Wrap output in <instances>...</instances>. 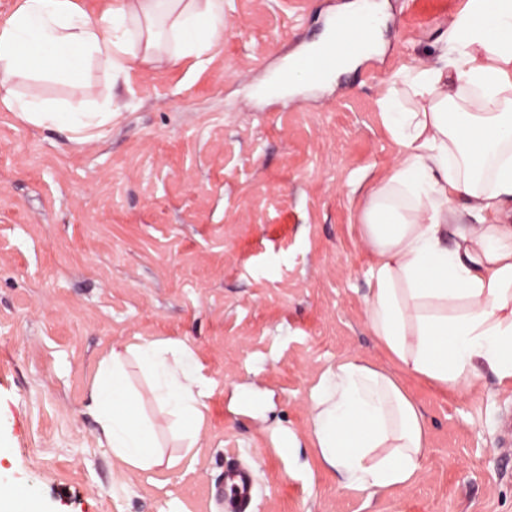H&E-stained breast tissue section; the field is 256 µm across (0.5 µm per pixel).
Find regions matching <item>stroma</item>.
I'll return each instance as SVG.
<instances>
[{
	"instance_id": "1",
	"label": "stroma",
	"mask_w": 512,
	"mask_h": 512,
	"mask_svg": "<svg viewBox=\"0 0 512 512\" xmlns=\"http://www.w3.org/2000/svg\"><path fill=\"white\" fill-rule=\"evenodd\" d=\"M348 0H224L204 65L100 69L51 99L121 109L104 137L70 141L0 107V452L41 512H225L229 467L252 512H512V392L483 373L457 394L401 375L428 426L413 483L342 488L308 448L306 395L336 359L391 362L367 325V257L354 185L396 147L377 106L404 65L431 61L466 0H385L368 61L320 87L267 90ZM180 339L214 392L190 472L122 468L96 435L91 390L118 339ZM257 381L274 408L230 407ZM295 435L294 458L276 438Z\"/></svg>"
}]
</instances>
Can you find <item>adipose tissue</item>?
I'll list each match as a JSON object with an SVG mask.
<instances>
[{"mask_svg":"<svg viewBox=\"0 0 512 512\" xmlns=\"http://www.w3.org/2000/svg\"><path fill=\"white\" fill-rule=\"evenodd\" d=\"M223 35L224 0H112L98 13L79 0H22L0 22V105L81 143L111 124V104L54 101L42 81L201 63ZM394 78L377 105L396 160L366 192L356 229L367 326L397 370L352 354L306 396L320 463L368 492L413 482L428 448L398 373L457 391L487 370L512 390V0H468L436 62ZM211 394L184 341H114L91 391L98 439L126 468L176 470L200 443Z\"/></svg>","mask_w":512,"mask_h":512,"instance_id":"ef3b65f1","label":"adipose tissue"}]
</instances>
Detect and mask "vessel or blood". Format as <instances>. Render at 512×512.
I'll return each mask as SVG.
<instances>
[{"instance_id": "1", "label": "vessel or blood", "mask_w": 512, "mask_h": 512, "mask_svg": "<svg viewBox=\"0 0 512 512\" xmlns=\"http://www.w3.org/2000/svg\"><path fill=\"white\" fill-rule=\"evenodd\" d=\"M354 25L352 15L337 17L334 24L335 40L314 52H306L294 57L286 71L287 76L299 78L307 83H317L325 79L344 60L354 58L361 52V46L351 34ZM226 480L234 482L236 492L225 497L224 506L228 512H247L252 479L244 470L226 473Z\"/></svg>"}]
</instances>
